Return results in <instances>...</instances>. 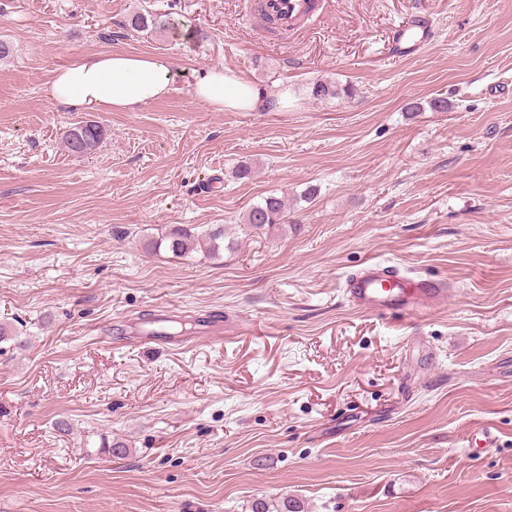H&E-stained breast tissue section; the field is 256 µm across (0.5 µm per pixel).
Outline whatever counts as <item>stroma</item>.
Here are the masks:
<instances>
[{
  "instance_id": "35a3bbf8",
  "label": "stroma",
  "mask_w": 512,
  "mask_h": 512,
  "mask_svg": "<svg viewBox=\"0 0 512 512\" xmlns=\"http://www.w3.org/2000/svg\"><path fill=\"white\" fill-rule=\"evenodd\" d=\"M249 4L0 0V512H512V0H321L278 36ZM143 8L161 28H130ZM419 14L433 40L396 54ZM108 52L185 77L131 112L57 107L54 71ZM217 67L292 101L196 102ZM79 121L94 154L64 147ZM271 192L286 222L244 224ZM175 224L222 226L220 257L151 248ZM369 260L452 293L385 323L342 298ZM161 310L191 349L142 342Z\"/></svg>"
}]
</instances>
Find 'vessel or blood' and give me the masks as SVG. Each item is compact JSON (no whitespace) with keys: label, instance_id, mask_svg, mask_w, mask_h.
Listing matches in <instances>:
<instances>
[{"label":"vessel or blood","instance_id":"b4317fda","mask_svg":"<svg viewBox=\"0 0 512 512\" xmlns=\"http://www.w3.org/2000/svg\"><path fill=\"white\" fill-rule=\"evenodd\" d=\"M266 3L287 26L314 9L312 0H266ZM344 293L355 308L377 317L413 318L436 310L444 302L447 290L439 280L409 277L397 267L369 262L347 276Z\"/></svg>","mask_w":512,"mask_h":512}]
</instances>
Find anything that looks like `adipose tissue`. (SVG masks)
Segmentation results:
<instances>
[{"instance_id":"adipose-tissue-1","label":"adipose tissue","mask_w":512,"mask_h":512,"mask_svg":"<svg viewBox=\"0 0 512 512\" xmlns=\"http://www.w3.org/2000/svg\"><path fill=\"white\" fill-rule=\"evenodd\" d=\"M178 73L167 60L153 55L103 53L55 71L52 99L76 111H132L170 94ZM193 98L224 111L257 112L287 109V88L269 92L228 68H214L199 77Z\"/></svg>"}]
</instances>
